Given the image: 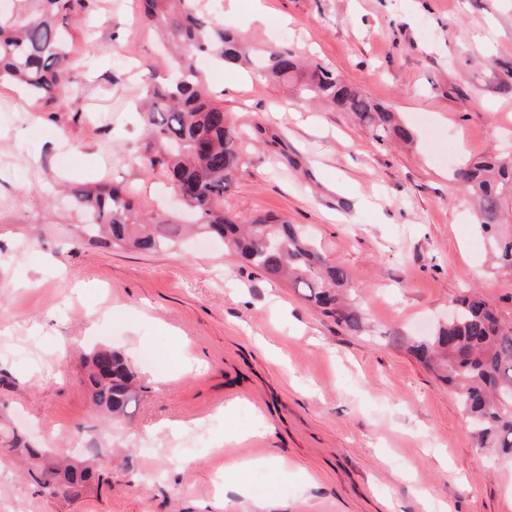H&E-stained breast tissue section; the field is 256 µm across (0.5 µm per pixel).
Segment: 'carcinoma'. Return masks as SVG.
Listing matches in <instances>:
<instances>
[{"mask_svg": "<svg viewBox=\"0 0 512 512\" xmlns=\"http://www.w3.org/2000/svg\"><path fill=\"white\" fill-rule=\"evenodd\" d=\"M14 2L11 14H0V86L21 85L36 100L53 103L73 65L62 25L93 0ZM143 2L142 24L158 33L169 76L159 86L154 83L155 61L142 64L148 142L139 165L146 173L162 170L173 186L190 188L196 223L173 224L169 218L148 216L124 188L97 184L76 192L73 199L83 218L92 220L86 225L88 233L114 248L143 251L175 246L184 229L218 238L228 252L268 279L308 289L307 300L336 324L361 330L360 310L344 301L346 271L313 248L300 227L270 217L241 220L224 212V192L244 164L243 130L224 116L198 60L219 67L248 61L258 75L293 86L299 101H322L351 113L378 142H408L411 130L334 70L317 61L305 64L286 46L247 58L242 37L225 27L205 0ZM457 179L477 203V226L494 241L496 261L512 271V234L501 233L512 211V154L471 159ZM413 348L454 390L479 447L512 457V318L489 308L478 295L464 296L455 301L454 315ZM87 366L83 384L94 407L110 420L127 415L141 391L128 358L99 346L89 352ZM0 447L25 457L33 480L50 496L77 498L103 481L91 465L61 464L60 477L45 470V453L24 440L6 417L0 419Z\"/></svg>", "mask_w": 512, "mask_h": 512, "instance_id": "1", "label": "carcinoma"}]
</instances>
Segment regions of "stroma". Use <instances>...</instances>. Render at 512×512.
I'll list each match as a JSON object with an SVG mask.
<instances>
[{
    "label": "stroma",
    "mask_w": 512,
    "mask_h": 512,
    "mask_svg": "<svg viewBox=\"0 0 512 512\" xmlns=\"http://www.w3.org/2000/svg\"><path fill=\"white\" fill-rule=\"evenodd\" d=\"M251 44L288 46L400 113L409 145L299 105L258 76L207 69L248 123L230 214L301 225L345 268L364 329L242 266L215 239L143 253L97 244L70 192L103 180L156 215L174 203L144 149L139 67L156 54L139 0H92L67 32L74 69L52 111L0 86V412L108 477L52 498L0 448V512H512V459L474 443L455 396L410 349L467 289L512 315L455 179L512 149V0H211ZM97 345L142 388L104 423L82 384ZM183 429L158 433L164 423ZM153 447L152 456L141 453ZM247 463L234 480L230 461Z\"/></svg>",
    "instance_id": "35a3bbf8"
}]
</instances>
